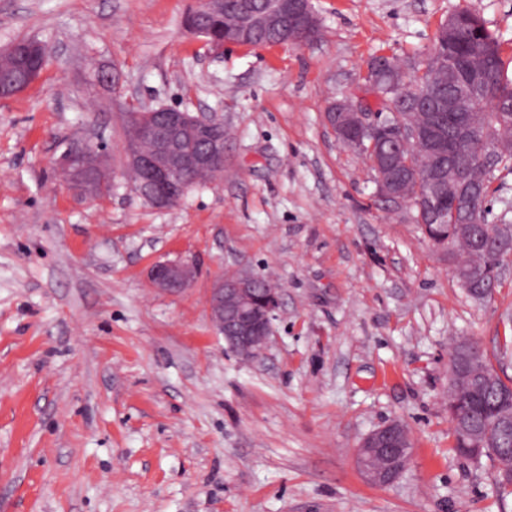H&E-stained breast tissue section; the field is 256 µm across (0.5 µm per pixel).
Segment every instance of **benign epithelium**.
I'll list each match as a JSON object with an SVG mask.
<instances>
[{"instance_id":"benign-epithelium-1","label":"benign epithelium","mask_w":512,"mask_h":512,"mask_svg":"<svg viewBox=\"0 0 512 512\" xmlns=\"http://www.w3.org/2000/svg\"><path fill=\"white\" fill-rule=\"evenodd\" d=\"M222 13L224 0H195L186 19L188 30L220 50L224 48V40L211 36L204 22ZM229 26L246 46L255 34L265 32L278 35L281 45L299 47L317 38L320 17L311 6V0H270L261 8L254 7L250 0H242ZM48 56L47 45L34 39L18 41L1 52L0 75H6V79L0 82V99L6 85L13 88L15 95L32 85L39 78ZM383 72L393 76L387 88L395 90L401 86L398 77L405 73V68L379 61L375 63V69H366L368 88L382 104L386 102L381 86ZM325 119L334 130L370 128L399 142L417 137L421 129L415 113L408 112L405 117L399 116L395 122L384 125L379 121V113L368 112L364 105L350 100L331 104ZM132 121L136 135L132 144L125 146V168L140 173L135 193L157 208L170 207L183 198L190 185L184 177L186 171H208L224 165L223 123L213 116L159 106L135 113ZM451 140H477L493 155L512 152V138L494 135L485 122L476 118L460 124ZM143 142L151 143L153 149L144 150ZM57 165L68 184L91 198L98 197L99 186L112 181V169L105 154L92 144L69 148L60 156ZM385 166H412L417 171L426 172V188L446 187L448 199L454 202L463 193V169L452 162L448 163V170H437L425 154L410 159L395 151L386 158ZM376 193L384 200L402 202L408 198V184L380 176L376 179ZM473 270L474 264L464 253L456 261L453 272L462 284ZM195 276L196 267L187 259L157 261L148 272L150 286L164 293L184 291L192 285ZM254 288L256 276L240 269L228 277L220 276L209 297L216 328L224 335L228 346L244 360L254 359L264 352L279 308L277 291L260 300L253 295ZM481 377L477 366L464 364L458 356H452L448 413L455 422H462L460 384ZM411 447L408 430L400 422L392 421L362 440L357 453L358 467L372 483L389 484L406 470L412 455Z\"/></svg>"}]
</instances>
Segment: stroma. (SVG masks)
<instances>
[{"mask_svg": "<svg viewBox=\"0 0 512 512\" xmlns=\"http://www.w3.org/2000/svg\"><path fill=\"white\" fill-rule=\"evenodd\" d=\"M194 0H0V46L47 43L40 79L0 103V512H512L492 459L454 450L450 348L512 378V263L492 300L455 257L381 200L325 120L367 95L374 57L425 63L458 8L512 59V0H314L301 47L186 30ZM169 105L224 123V174L159 209L124 168L131 112ZM101 144L92 200L56 161ZM193 260L191 288L147 271ZM246 267L280 294L271 340L241 359L214 327V280ZM400 421L410 464L370 483L355 454Z\"/></svg>", "mask_w": 512, "mask_h": 512, "instance_id": "obj_1", "label": "stroma"}]
</instances>
